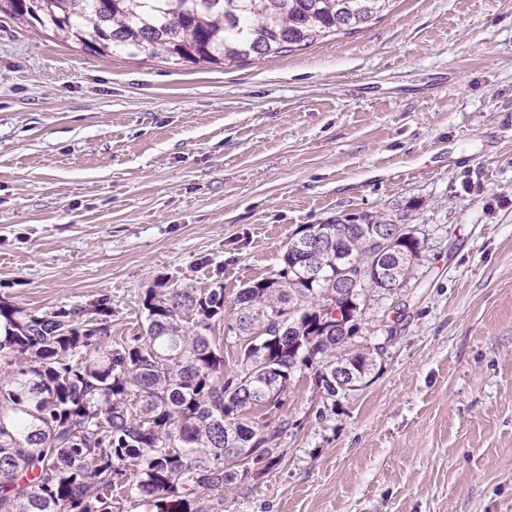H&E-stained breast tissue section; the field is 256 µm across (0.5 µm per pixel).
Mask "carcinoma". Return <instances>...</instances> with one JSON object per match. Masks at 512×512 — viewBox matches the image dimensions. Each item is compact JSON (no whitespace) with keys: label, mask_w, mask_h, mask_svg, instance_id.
Here are the masks:
<instances>
[{"label":"carcinoma","mask_w":512,"mask_h":512,"mask_svg":"<svg viewBox=\"0 0 512 512\" xmlns=\"http://www.w3.org/2000/svg\"><path fill=\"white\" fill-rule=\"evenodd\" d=\"M392 2L0 0V11L94 56L230 66L352 34ZM316 228L322 247L295 231L282 268L243 285L227 323L222 287L152 288L143 331L114 347L106 296L41 314L0 299V512H124L132 494L155 512H224V487L274 466L288 429L251 411H278L311 367L333 407L365 386L378 351L355 344V304L383 281L341 288L343 271L378 266L405 284L425 240L409 234L389 261L369 245L370 223L346 237L334 220ZM217 325L244 341L228 378Z\"/></svg>","instance_id":"carcinoma-1"}]
</instances>
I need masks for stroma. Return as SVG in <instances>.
<instances>
[{
	"label": "stroma",
	"mask_w": 512,
	"mask_h": 512,
	"mask_svg": "<svg viewBox=\"0 0 512 512\" xmlns=\"http://www.w3.org/2000/svg\"><path fill=\"white\" fill-rule=\"evenodd\" d=\"M425 239L369 293L367 385L324 407L312 371L279 460L224 512H512V0H395L379 22L241 65L85 54L0 12V299L112 302L271 276L308 224Z\"/></svg>",
	"instance_id": "35a3bbf8"
}]
</instances>
